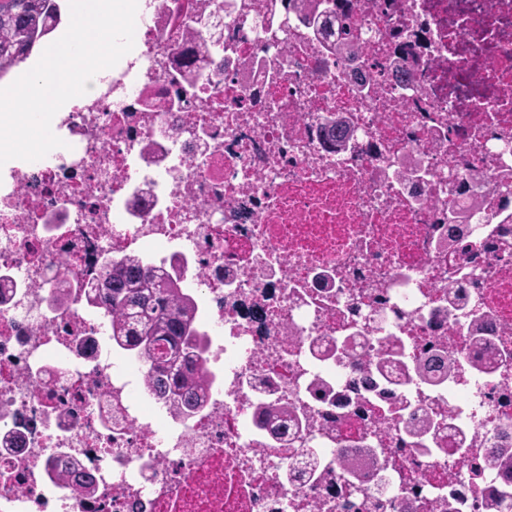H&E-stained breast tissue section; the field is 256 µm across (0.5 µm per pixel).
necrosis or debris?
<instances>
[{"mask_svg": "<svg viewBox=\"0 0 512 512\" xmlns=\"http://www.w3.org/2000/svg\"><path fill=\"white\" fill-rule=\"evenodd\" d=\"M139 2L133 50L56 113L62 147L0 178V512H487L512 494L488 465L512 447V194L496 186L512 166V0H353L364 65L336 55L335 17L315 28L286 0ZM200 44L189 97L175 64ZM339 116L355 131L343 150ZM410 155L428 175L397 180ZM129 255L188 267L213 376L191 417L145 390L143 361L85 303L105 261ZM475 314L487 374L385 399L351 356L316 354L366 315L373 351L395 336L412 360L464 357ZM318 375L339 403L308 393ZM261 398L299 415V436L257 428ZM414 402L448 416L436 451L405 431ZM306 448L324 459L310 478L292 473ZM366 448L389 463L346 476L337 456Z\"/></svg>", "mask_w": 512, "mask_h": 512, "instance_id": "obj_1", "label": "necrosis or debris"}]
</instances>
